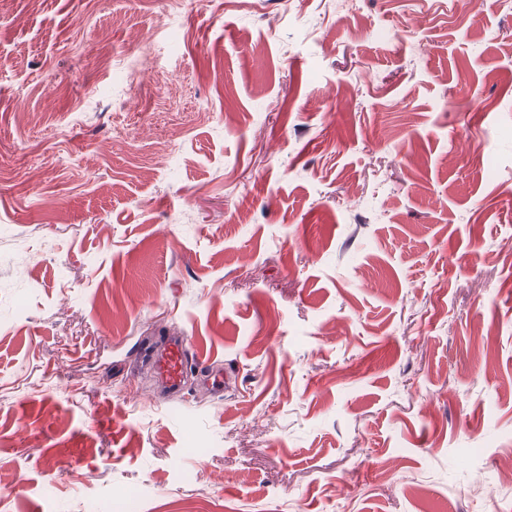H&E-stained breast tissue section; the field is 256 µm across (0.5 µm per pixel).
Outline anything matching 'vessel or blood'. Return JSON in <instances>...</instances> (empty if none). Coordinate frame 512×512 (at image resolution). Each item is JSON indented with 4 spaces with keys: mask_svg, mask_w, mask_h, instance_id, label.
<instances>
[{
    "mask_svg": "<svg viewBox=\"0 0 512 512\" xmlns=\"http://www.w3.org/2000/svg\"><path fill=\"white\" fill-rule=\"evenodd\" d=\"M145 365L164 392L180 394L189 369L199 365L188 337L170 332L142 351Z\"/></svg>",
    "mask_w": 512,
    "mask_h": 512,
    "instance_id": "obj_1",
    "label": "vessel or blood"
}]
</instances>
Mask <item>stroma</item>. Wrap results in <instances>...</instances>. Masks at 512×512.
Here are the masks:
<instances>
[{"label":"stroma","mask_w":512,"mask_h":512,"mask_svg":"<svg viewBox=\"0 0 512 512\" xmlns=\"http://www.w3.org/2000/svg\"><path fill=\"white\" fill-rule=\"evenodd\" d=\"M224 368L154 401L163 330ZM512 0H0V512H512Z\"/></svg>","instance_id":"1"}]
</instances>
